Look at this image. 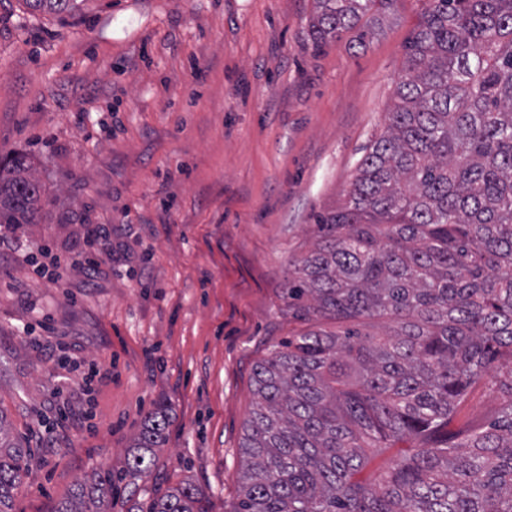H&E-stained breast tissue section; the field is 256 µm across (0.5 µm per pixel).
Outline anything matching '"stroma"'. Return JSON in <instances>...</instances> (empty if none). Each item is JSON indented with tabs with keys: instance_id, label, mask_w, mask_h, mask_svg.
I'll return each mask as SVG.
<instances>
[{
	"instance_id": "obj_1",
	"label": "stroma",
	"mask_w": 512,
	"mask_h": 512,
	"mask_svg": "<svg viewBox=\"0 0 512 512\" xmlns=\"http://www.w3.org/2000/svg\"><path fill=\"white\" fill-rule=\"evenodd\" d=\"M423 7L391 0L366 43L318 48L313 0H86L65 21L0 0V155L32 157L43 195L0 248V410L32 450L14 512L124 473L160 402L147 492L187 479L207 512H231L254 367L307 329L284 297L289 263L384 132ZM88 224L127 253L90 278L72 264ZM36 242L55 273L34 272ZM87 362L110 379L86 387ZM501 404L481 383L458 417ZM63 409L79 417L64 437ZM169 410L159 404L146 418L127 450V472L134 479L148 477L157 460V451L166 444Z\"/></svg>"
}]
</instances>
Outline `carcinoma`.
<instances>
[{
  "label": "carcinoma",
  "mask_w": 512,
  "mask_h": 512,
  "mask_svg": "<svg viewBox=\"0 0 512 512\" xmlns=\"http://www.w3.org/2000/svg\"><path fill=\"white\" fill-rule=\"evenodd\" d=\"M72 16L78 0H24ZM390 0H314L315 44L357 30ZM42 187L25 154L0 157V224H33ZM292 315L309 329L253 371L232 512H512V0H427L406 41L384 133L346 202L316 217L290 264ZM385 318L381 337L362 319ZM494 375L503 407L451 427ZM160 404L127 450L148 477L167 441ZM409 449L366 482L388 449ZM31 449L0 411V512H12ZM112 472L74 484L56 512H112ZM130 512H206L183 480Z\"/></svg>",
  "instance_id": "1"
}]
</instances>
